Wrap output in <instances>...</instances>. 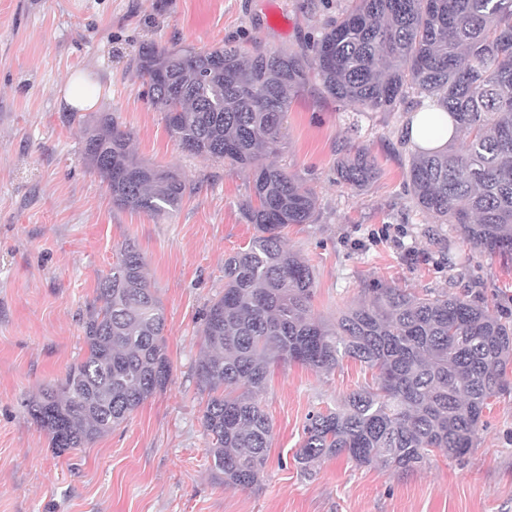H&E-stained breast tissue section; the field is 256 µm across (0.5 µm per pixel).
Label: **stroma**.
<instances>
[{"label":"stroma","instance_id":"obj_1","mask_svg":"<svg viewBox=\"0 0 512 512\" xmlns=\"http://www.w3.org/2000/svg\"><path fill=\"white\" fill-rule=\"evenodd\" d=\"M344 2L0 0V512H512V388L491 399L463 458L438 453L398 474L333 456L302 474L309 414L371 381L350 359L329 373L273 365L259 396L274 426L261 480L228 486L212 468L195 367L224 261L255 234L241 210L251 179L178 148L133 59L146 41L295 50ZM77 75L97 89L79 111L63 100ZM104 113L131 131L139 160L186 176L193 191L176 211L113 207L82 158L83 129ZM407 119L355 111L314 78L291 95L276 161L314 190L318 220L288 226L284 239L314 271L315 317L335 320L379 284L455 293L512 318V261L488 260L416 206L400 144ZM362 145L381 176L355 192L336 162ZM128 243L165 308L171 380L89 447L55 455L26 401L82 358V319Z\"/></svg>","mask_w":512,"mask_h":512}]
</instances>
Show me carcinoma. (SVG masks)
Listing matches in <instances>:
<instances>
[{
	"label": "carcinoma",
	"instance_id": "carcinoma-1",
	"mask_svg": "<svg viewBox=\"0 0 512 512\" xmlns=\"http://www.w3.org/2000/svg\"><path fill=\"white\" fill-rule=\"evenodd\" d=\"M347 2L297 51L150 42L133 59L144 95L182 150L252 173L243 211L256 233L224 261V294L203 314L196 367L208 391L202 426L226 485L249 487L263 474L273 426L257 397L274 363L329 373L349 358L374 377L341 408L309 416L295 455L305 471L327 456L401 473L436 450L460 459L488 401L509 388L512 323L462 296L371 288L369 300L332 324L312 314L314 273L285 248L283 231L314 223L315 192L269 161L285 137L290 94L312 73L324 93L359 112L441 103L464 139L415 147L406 173L412 196L488 259H512V0ZM83 138L84 159L117 208L161 214L190 191L177 170L139 161L131 132L107 113ZM336 174L359 191L379 168L362 147ZM96 302L83 320V359L26 404L56 454L88 447L171 380L164 308L133 245L116 254Z\"/></svg>",
	"mask_w": 512,
	"mask_h": 512
}]
</instances>
